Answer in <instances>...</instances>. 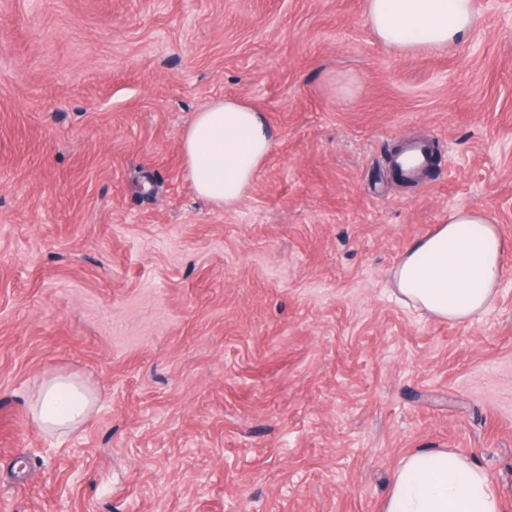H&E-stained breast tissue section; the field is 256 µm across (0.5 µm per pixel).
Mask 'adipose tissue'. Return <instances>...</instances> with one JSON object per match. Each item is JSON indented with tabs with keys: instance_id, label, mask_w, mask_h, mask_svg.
<instances>
[{
	"instance_id": "adipose-tissue-1",
	"label": "adipose tissue",
	"mask_w": 512,
	"mask_h": 512,
	"mask_svg": "<svg viewBox=\"0 0 512 512\" xmlns=\"http://www.w3.org/2000/svg\"><path fill=\"white\" fill-rule=\"evenodd\" d=\"M376 37L400 51L440 50L473 27L472 0H366ZM264 115L247 101L225 97L196 112L181 135L190 180L213 207H236L251 188L271 146ZM474 227L464 235V227ZM507 247L481 211L459 209L431 235L411 242L392 271L396 294L431 318L466 324L494 301ZM97 404L78 376L54 373L34 391L28 410L41 429L79 430ZM383 512H500L488 474L450 449L407 455L390 484Z\"/></svg>"
}]
</instances>
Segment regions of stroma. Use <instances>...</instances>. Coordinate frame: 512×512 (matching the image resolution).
Returning a JSON list of instances; mask_svg holds the SVG:
<instances>
[{
	"instance_id": "obj_1",
	"label": "stroma",
	"mask_w": 512,
	"mask_h": 512,
	"mask_svg": "<svg viewBox=\"0 0 512 512\" xmlns=\"http://www.w3.org/2000/svg\"><path fill=\"white\" fill-rule=\"evenodd\" d=\"M400 53L364 0H0V512H383L451 448L512 512V256L467 325L392 291L478 209L512 247V0ZM273 143L230 211L180 137L220 97ZM436 150L417 181L390 159ZM49 372L99 396L42 432Z\"/></svg>"
}]
</instances>
